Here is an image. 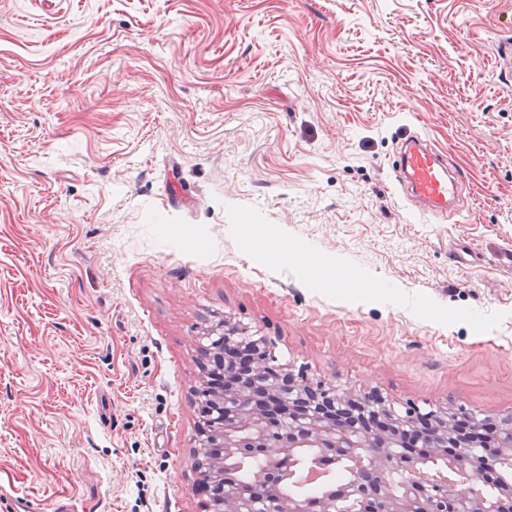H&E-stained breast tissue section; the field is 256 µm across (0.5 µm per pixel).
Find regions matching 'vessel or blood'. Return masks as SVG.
<instances>
[{"instance_id":"1","label":"vessel or blood","mask_w":512,"mask_h":512,"mask_svg":"<svg viewBox=\"0 0 512 512\" xmlns=\"http://www.w3.org/2000/svg\"><path fill=\"white\" fill-rule=\"evenodd\" d=\"M392 185L406 210L419 216L458 215L466 207V181L421 135L403 141L392 163Z\"/></svg>"}]
</instances>
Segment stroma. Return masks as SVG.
Masks as SVG:
<instances>
[{
	"instance_id": "1",
	"label": "stroma",
	"mask_w": 512,
	"mask_h": 512,
	"mask_svg": "<svg viewBox=\"0 0 512 512\" xmlns=\"http://www.w3.org/2000/svg\"><path fill=\"white\" fill-rule=\"evenodd\" d=\"M508 38L512 0H0V492L203 512L222 316L311 381L511 413ZM422 132L458 222L392 193Z\"/></svg>"
}]
</instances>
